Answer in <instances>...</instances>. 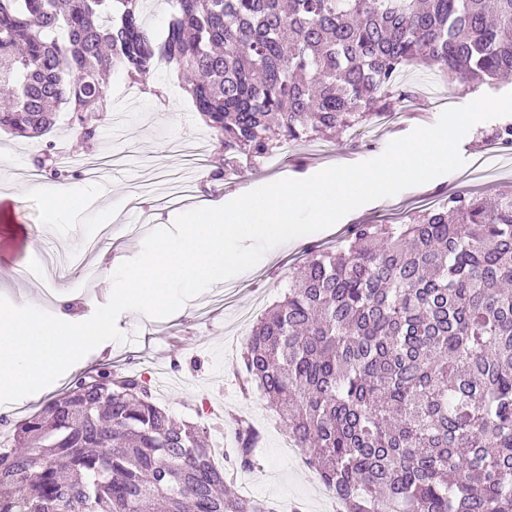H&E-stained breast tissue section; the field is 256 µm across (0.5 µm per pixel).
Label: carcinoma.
<instances>
[{
  "label": "carcinoma",
  "instance_id": "carcinoma-1",
  "mask_svg": "<svg viewBox=\"0 0 512 512\" xmlns=\"http://www.w3.org/2000/svg\"><path fill=\"white\" fill-rule=\"evenodd\" d=\"M0 0V130L39 138L59 106L84 143L107 76L163 62L223 153L214 179L284 143L380 119L408 66L452 86L512 83V0ZM241 388L266 396L345 512H512V196L452 194L402 224L307 247L252 327ZM0 448V512H278L239 493L260 433L234 420L226 466L135 375L100 371ZM145 19L147 25L156 33L162 34L166 27L173 7L167 0H147Z\"/></svg>",
  "mask_w": 512,
  "mask_h": 512
}]
</instances>
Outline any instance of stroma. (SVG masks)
Masks as SVG:
<instances>
[{"label": "stroma", "mask_w": 512, "mask_h": 512, "mask_svg": "<svg viewBox=\"0 0 512 512\" xmlns=\"http://www.w3.org/2000/svg\"><path fill=\"white\" fill-rule=\"evenodd\" d=\"M150 81V87L133 96L128 92L130 80L125 74L111 75L112 109L103 114L92 146L80 143L71 128L70 114L64 110L57 112L53 129L38 139L18 138L0 131V164L11 165L15 170L12 178L6 179V186L33 179L52 184L50 172L36 171L33 165L36 157L49 151L71 158L69 184L91 187V180L80 174L79 162L112 155L116 162L111 182L120 191H128L131 183L143 181L152 183L156 197L172 192L170 177L179 171L180 159L170 151L171 142L193 137L195 147L212 159L221 154L222 147L216 132L200 120L190 99H182L176 111H162L160 96L177 84L175 71L159 66ZM495 126V121L483 122L462 139V147L469 150L464 168L444 175L431 186L412 187L385 202L359 208L333 227L308 236L307 240L285 245L273 258L246 275L203 292L182 315L155 319L138 312L122 313L117 326L127 337L125 343L114 349L92 350L53 384L6 405V415L15 421L26 418L47 399L60 395L78 377L89 372L105 369L117 377L134 375L146 383L154 401L176 419L193 423L208 420L214 427L213 447H227L232 443L233 432L224 424L229 417L244 418L259 430L261 439L256 454L260 464L236 477L237 486L246 488L249 496L284 506L299 502L304 512H327L315 474L301 457L283 453L281 444L287 433L275 411L259 392L245 395L239 388L235 372L249 330L238 324L237 314L250 308L261 312L280 300L288 273L303 259L306 244L334 247L348 225L389 224L420 206L422 198L484 190V183L469 180L468 173L477 161L474 148L486 144ZM409 131L405 124L398 125L393 134L383 126L374 128L355 145L342 134L307 141L294 145L273 163L247 168L214 182L208 173L198 171L192 193L180 197L178 205L159 206L156 198L144 199L149 214L143 222H123L126 210L118 208L119 219L113 222L108 241L113 252L135 258L147 232L171 227L176 215L187 207L207 199L231 196L250 184L309 175L341 162L346 155L361 161L378 157L393 136L402 137ZM84 215L85 223L73 226L65 223L64 213L48 215L40 195L17 193L12 210L0 212V295L16 304L25 293L32 292L39 296V308L49 313L63 310L75 316L91 317L95 308L104 304L107 288L101 280L103 270L97 263V252H87L85 264L77 273L66 272L55 278L38 270L41 249L50 247L58 253L84 250L85 244L98 236L102 224L97 207L85 208Z\"/></svg>", "instance_id": "1"}]
</instances>
